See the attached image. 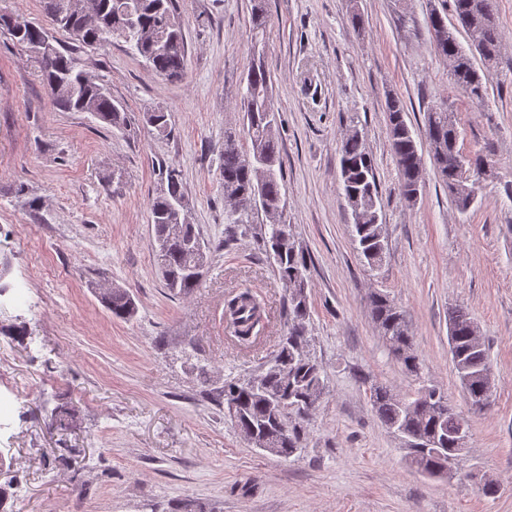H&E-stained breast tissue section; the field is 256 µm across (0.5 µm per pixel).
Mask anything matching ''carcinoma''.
<instances>
[{
  "label": "carcinoma",
  "instance_id": "1",
  "mask_svg": "<svg viewBox=\"0 0 512 512\" xmlns=\"http://www.w3.org/2000/svg\"><path fill=\"white\" fill-rule=\"evenodd\" d=\"M72 0H42V8L57 28L71 32L82 44L101 46L112 38L132 43L135 54L167 80L180 79L186 69L187 48L182 29L176 21V0H95L93 21L85 14L70 9ZM454 14L461 26L474 34L463 46L444 30L448 24L442 13L433 8L427 25L437 56L458 69L454 84L473 102L484 99L486 81L502 57L504 42L497 25L492 0H453ZM267 24L265 0H254L252 30L254 40L264 35ZM20 40H36L44 46L39 63L41 80L56 106L67 112H91L104 124L127 126L123 109L112 102L104 85L79 68L74 57L61 51L55 39L41 25L25 29ZM481 59L477 67L475 58ZM252 89V100L241 102L244 112L248 147L239 146L232 135L224 137L221 174L224 198L239 196L250 200L261 192V206L232 207L224 229V247L232 246L240 236L257 239L259 250L273 258L280 280L288 287V328L280 337L273 357L261 367L257 376L263 388L255 389L251 379H231L221 390L225 407H234V424L244 440L265 439L278 449L282 457H290L306 447L307 424L323 395L325 384L320 365L309 353V271L311 258L295 242L290 225L282 221L281 165L278 139L275 136L276 108L269 92L270 75L261 63H253L246 75ZM388 134L399 174L400 194L406 196L421 190L423 143L419 142L406 121L402 101L392 96L387 104ZM146 125L163 134L169 126L168 110L157 106L143 113ZM425 141L443 149L445 160L437 154L432 160L439 180L448 190L456 208L465 212L476 199L475 183L462 180L461 169L477 170L490 162V154L477 152L468 157L448 151V134L455 130L452 112L446 105H430L424 116ZM341 176L345 198L352 210L351 241L375 270L381 267L385 250L383 224L377 204L379 185L372 156L361 135L347 134L342 145ZM188 201L181 173L165 169L164 185L152 200L150 213L154 224V248L158 270L166 287L180 295H188L200 285L189 270L206 268L210 250L194 252L188 240L199 237L195 226L175 224L169 209L176 202ZM265 213L266 223L253 230L255 214ZM102 300L119 320H130L137 313L132 295L125 289L112 288ZM372 318L386 341L389 353L404 370L416 375L420 359L413 348L403 311L389 295L375 291L369 296ZM227 311L235 336L242 343L250 341L260 321V308L252 295L243 292L227 303ZM449 352L459 379L467 380L464 395L470 409L482 411L490 404L493 380L488 363V350L476 340L478 327L461 307L448 309ZM291 407L288 431L282 432L275 418L273 404ZM372 411L378 420L401 441L409 452L411 465L428 477H440L457 464L467 452V444L459 437L460 425L467 424L464 415L448 401V396L432 387H422L412 394H400L378 385L371 391Z\"/></svg>",
  "mask_w": 512,
  "mask_h": 512
}]
</instances>
